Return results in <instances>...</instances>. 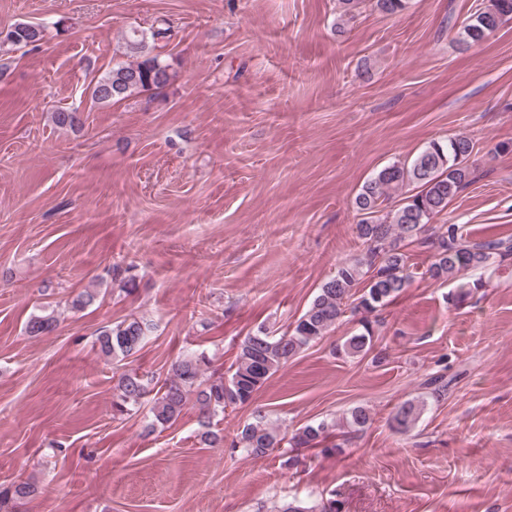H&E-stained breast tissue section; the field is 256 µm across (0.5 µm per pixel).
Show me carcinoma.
Returning a JSON list of instances; mask_svg holds the SVG:
<instances>
[{
  "instance_id": "carcinoma-1",
  "label": "carcinoma",
  "mask_w": 512,
  "mask_h": 512,
  "mask_svg": "<svg viewBox=\"0 0 512 512\" xmlns=\"http://www.w3.org/2000/svg\"><path fill=\"white\" fill-rule=\"evenodd\" d=\"M512 16V0H483L459 33L465 45L485 41L504 19ZM44 30L18 23L0 30V43L33 45L42 40ZM171 37L169 21L149 33L134 29L128 35L126 51L134 57L120 62L99 77L92 86L91 98L98 104H110L134 94L168 86L176 77L170 64L152 53L149 41ZM61 127L81 125L78 109H61L54 113ZM475 150L472 140L457 136L433 140L412 160L395 162L370 176L361 186L354 205L362 215L357 225L362 242L360 257L341 263L335 275L326 280L307 310L291 330L277 335L265 325L244 337L234 362L227 373L209 372L212 359L203 353L187 354L175 360L161 381L145 377L128 367V360L145 345L150 324L141 318H125L100 331L96 344L100 353L112 363L124 367L115 386L112 415L123 416L140 409L144 399H151V432L164 430L181 418L189 405L198 409L197 423L201 442L208 447L224 444V430L217 428L215 418L227 408L251 402L268 380L301 350L320 341L345 314H361L360 332L346 337L335 348L342 358L364 357L373 349L371 315L391 304L411 280L406 247L413 243L426 245L432 254L428 268L430 278L446 282L470 270L483 268L491 258L512 255V242L494 240L470 242L463 237L462 226L450 224L436 237H426V226L448 210V204L469 182L470 157ZM405 196L394 210H386L392 195L406 187ZM58 326L51 313L34 312L25 324L29 336H48ZM424 402L411 399L400 404L392 421L406 431L418 421ZM370 420L363 407H354L341 422L322 420L300 428L292 435L258 415L238 427L230 449L254 458L264 457L276 448L284 449L288 465H299L296 451L318 448L324 455L342 451L335 442L336 429L342 440L363 431ZM36 487L28 480L0 485V508L16 507L31 499Z\"/></svg>"
}]
</instances>
